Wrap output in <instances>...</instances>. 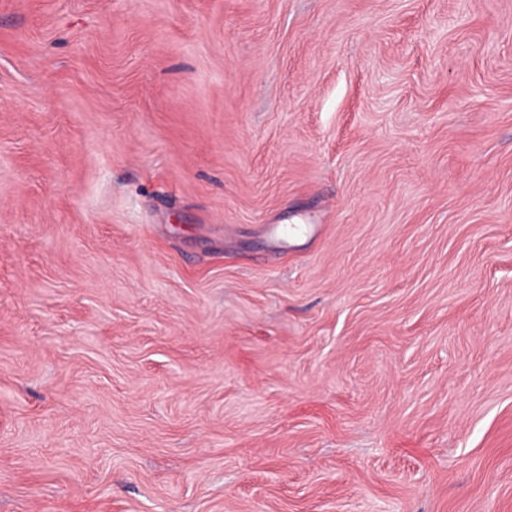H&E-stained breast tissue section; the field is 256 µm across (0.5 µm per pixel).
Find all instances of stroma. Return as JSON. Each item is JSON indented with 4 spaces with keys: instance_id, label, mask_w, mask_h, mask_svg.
Wrapping results in <instances>:
<instances>
[{
    "instance_id": "obj_1",
    "label": "stroma",
    "mask_w": 512,
    "mask_h": 512,
    "mask_svg": "<svg viewBox=\"0 0 512 512\" xmlns=\"http://www.w3.org/2000/svg\"><path fill=\"white\" fill-rule=\"evenodd\" d=\"M0 512H512V0H0Z\"/></svg>"
}]
</instances>
